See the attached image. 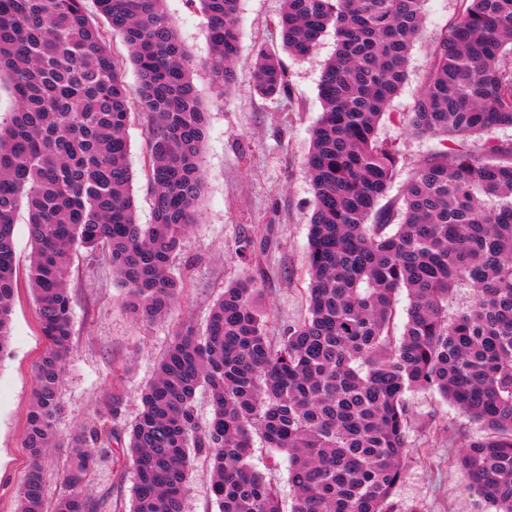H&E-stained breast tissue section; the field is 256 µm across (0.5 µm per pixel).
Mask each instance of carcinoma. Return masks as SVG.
I'll return each mask as SVG.
<instances>
[{"mask_svg": "<svg viewBox=\"0 0 512 512\" xmlns=\"http://www.w3.org/2000/svg\"><path fill=\"white\" fill-rule=\"evenodd\" d=\"M209 20L213 82L229 87L240 0H199ZM424 0H283L284 46L309 54L328 27L337 50L321 75L323 113L305 166L313 189L308 308L279 343L267 336L250 279L224 289L203 333L184 323L141 393L126 448L132 512H185L192 461L209 464L218 512H283L274 479L249 462L254 438L286 453L292 512H397L407 452L408 397L438 394L483 433L463 439L466 490L512 512V143L469 138L512 126V0H459L436 34L425 88L408 123L436 138L388 197L406 160L376 129L407 76ZM0 0V78L16 106L0 125V356L17 288L15 217L28 212L29 283L46 350L37 366L17 512H45L42 460L61 445L56 423L72 350L68 278L74 254L105 257L125 305L156 321L178 299L171 273L198 218L206 112L193 60L161 0ZM127 47L135 86L109 36ZM254 80L287 93L285 68L263 49ZM147 117L153 220L138 222L125 130ZM407 321L395 333L396 297ZM471 301L456 303L461 291ZM208 392L199 420L196 394ZM104 409L70 439L67 492L51 512H98L85 493L112 443Z\"/></svg>", "mask_w": 512, "mask_h": 512, "instance_id": "1", "label": "carcinoma"}]
</instances>
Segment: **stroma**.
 I'll list each match as a JSON object with an SVG mask.
<instances>
[{
    "label": "stroma",
    "mask_w": 512,
    "mask_h": 512,
    "mask_svg": "<svg viewBox=\"0 0 512 512\" xmlns=\"http://www.w3.org/2000/svg\"><path fill=\"white\" fill-rule=\"evenodd\" d=\"M283 0H241L239 53L234 80L212 83L204 64L212 53L208 20L198 0H163L175 31L194 59V83L208 112L202 159L205 182L199 220L182 241L171 271L183 283L166 319L149 322L123 305V290L106 261L73 266L69 288L73 305V350L60 391L62 414L56 424L63 442L100 409L105 395L123 396L112 420L117 439L141 409L140 392L154 378L158 359L172 333L184 322L204 331L210 309L225 286L254 281L268 311L267 331L279 338L306 313V252L313 191L304 166L314 125L323 107L319 83L325 63L336 52L327 31L305 57L291 56L277 24ZM459 11V0H426L424 33L414 43L407 80L377 128L380 140L398 144L408 167H416L436 148V140L414 134L405 115L425 86L433 40ZM284 63L289 92L261 95L254 83L258 48ZM147 119L134 114L125 135L140 223L152 220L145 144ZM28 213L15 224L18 288L12 312L10 350L0 358V512H16L17 491L28 469L24 446L26 413L36 384V367L46 348L33 294L28 286L31 245ZM247 252H240V245ZM456 434H449V427ZM477 425L438 395L419 392L410 399L408 452L404 475L393 499L400 512H488L480 497L464 489L457 456L464 435ZM251 465L272 475L284 512H291L293 489L284 454L256 443ZM133 471L124 448H108L87 489L99 512H130Z\"/></svg>",
    "instance_id": "35a3bbf8"
}]
</instances>
